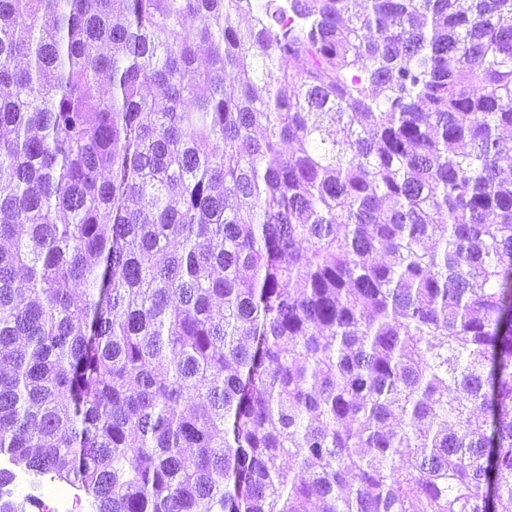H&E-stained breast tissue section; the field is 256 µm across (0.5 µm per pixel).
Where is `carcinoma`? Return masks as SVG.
<instances>
[{"instance_id": "obj_1", "label": "carcinoma", "mask_w": 512, "mask_h": 512, "mask_svg": "<svg viewBox=\"0 0 512 512\" xmlns=\"http://www.w3.org/2000/svg\"><path fill=\"white\" fill-rule=\"evenodd\" d=\"M363 2L0 0V488L512 501V0Z\"/></svg>"}]
</instances>
